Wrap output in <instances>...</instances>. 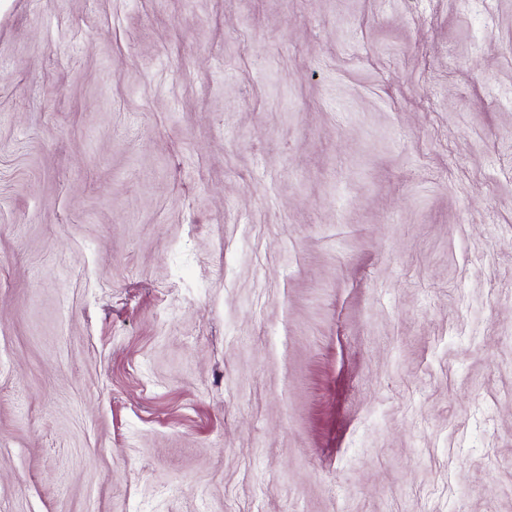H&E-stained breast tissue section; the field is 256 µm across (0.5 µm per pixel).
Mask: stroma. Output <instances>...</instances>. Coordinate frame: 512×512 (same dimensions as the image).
Here are the masks:
<instances>
[{
    "instance_id": "35a3bbf8",
    "label": "stroma",
    "mask_w": 512,
    "mask_h": 512,
    "mask_svg": "<svg viewBox=\"0 0 512 512\" xmlns=\"http://www.w3.org/2000/svg\"><path fill=\"white\" fill-rule=\"evenodd\" d=\"M0 512H512V0H0Z\"/></svg>"
}]
</instances>
